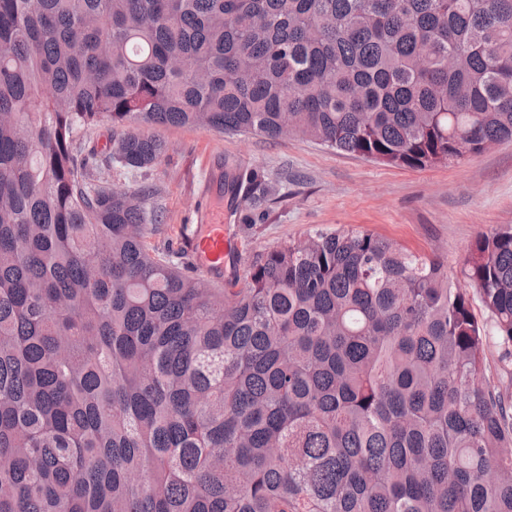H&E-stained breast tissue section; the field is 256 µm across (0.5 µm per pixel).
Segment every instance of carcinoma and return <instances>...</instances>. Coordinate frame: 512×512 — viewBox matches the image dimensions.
I'll list each match as a JSON object with an SVG mask.
<instances>
[{
  "mask_svg": "<svg viewBox=\"0 0 512 512\" xmlns=\"http://www.w3.org/2000/svg\"><path fill=\"white\" fill-rule=\"evenodd\" d=\"M103 118L128 170L167 126L459 160L512 140V0H0V512H512V225L465 288L352 227L214 288L77 142Z\"/></svg>",
  "mask_w": 512,
  "mask_h": 512,
  "instance_id": "carcinoma-1",
  "label": "carcinoma"
}]
</instances>
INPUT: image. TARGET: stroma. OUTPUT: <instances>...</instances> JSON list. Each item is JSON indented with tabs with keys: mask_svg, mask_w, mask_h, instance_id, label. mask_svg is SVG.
I'll return each mask as SVG.
<instances>
[{
	"mask_svg": "<svg viewBox=\"0 0 512 512\" xmlns=\"http://www.w3.org/2000/svg\"><path fill=\"white\" fill-rule=\"evenodd\" d=\"M168 144L162 164L133 172L117 165L104 173L120 186L152 185L147 202L160 213L148 225L147 242L171 263L188 266L184 241L201 212L229 209V200L203 194L225 165L253 167L276 187L265 220L252 229L224 221L228 244L254 255L289 239L339 227L379 234L411 250L438 253L448 273L459 277L463 259L477 238L512 225V141L433 168L381 165L336 152L315 141L288 136L269 140L220 134L198 127L160 129Z\"/></svg>",
	"mask_w": 512,
	"mask_h": 512,
	"instance_id": "obj_1",
	"label": "stroma"
}]
</instances>
